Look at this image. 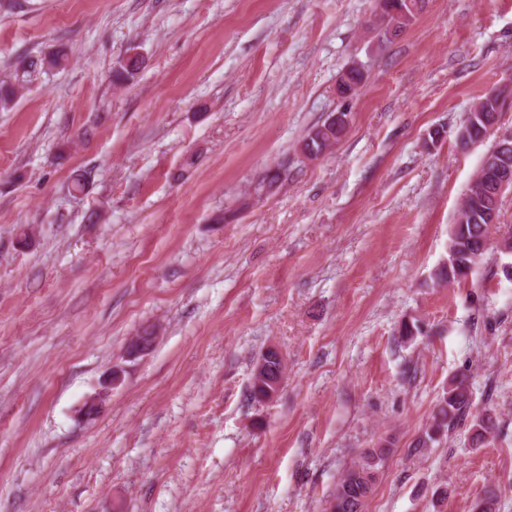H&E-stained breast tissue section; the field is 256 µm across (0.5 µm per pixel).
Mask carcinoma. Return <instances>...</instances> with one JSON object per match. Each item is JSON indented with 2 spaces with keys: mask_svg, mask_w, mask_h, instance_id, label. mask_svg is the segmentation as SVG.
I'll use <instances>...</instances> for the list:
<instances>
[{
  "mask_svg": "<svg viewBox=\"0 0 512 512\" xmlns=\"http://www.w3.org/2000/svg\"><path fill=\"white\" fill-rule=\"evenodd\" d=\"M68 55L57 50L47 56L32 57L23 66L17 68L13 75L0 81V111L10 110L19 93L31 78L41 70L58 69L65 65ZM506 90L501 89L495 95L481 98L467 114L461 128H474L475 136H480L484 123L494 117V113L503 110L507 102ZM346 129L337 134L326 136L322 141L316 137L321 133V126L312 128L303 140L304 147L319 150L331 147L345 135ZM495 208L494 200L488 196L474 198L466 196L462 209L458 210L456 222L451 225L448 238V256L435 270L434 276L443 283L460 282L468 277L482 254L480 245L486 238L488 224L483 217L485 211ZM260 360L267 365V376L261 380L251 381L250 396L257 401H264L270 391H279L286 371V362L281 354L266 350ZM471 391L466 375L461 374L448 381V387L434 407L431 423L425 437L418 445L426 447L437 442V437L452 431L461 422L469 418ZM498 427L496 418L485 412L472 417V429L477 441H483ZM389 453V446L379 441L371 448L363 449L342 471L335 488L326 500L325 512H363L367 498L372 495L382 464Z\"/></svg>",
  "mask_w": 512,
  "mask_h": 512,
  "instance_id": "carcinoma-1",
  "label": "carcinoma"
}]
</instances>
